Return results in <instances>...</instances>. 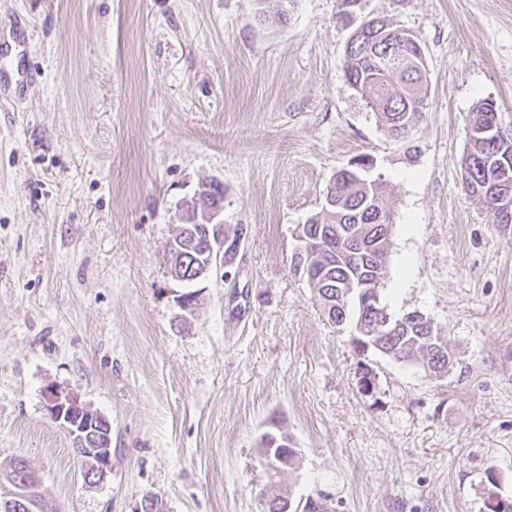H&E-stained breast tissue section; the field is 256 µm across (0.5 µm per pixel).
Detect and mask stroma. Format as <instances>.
I'll return each instance as SVG.
<instances>
[{"label":"stroma","mask_w":512,"mask_h":512,"mask_svg":"<svg viewBox=\"0 0 512 512\" xmlns=\"http://www.w3.org/2000/svg\"><path fill=\"white\" fill-rule=\"evenodd\" d=\"M338 0L284 26L253 0H0L26 100L0 108V464L25 457L59 512H260L276 488L334 512H486L512 499V226L462 187L469 114L512 134V0H363L417 34L428 109L390 138L347 82ZM358 158L393 214L383 297L451 341L439 376L354 348L292 256L333 175ZM224 186L246 227L226 277L178 324L164 251L180 201ZM370 369V388L360 384ZM112 423V470L84 482L47 385ZM290 436L289 473L261 436ZM274 434L272 437L262 438L261 443L263 447L264 463L268 470L272 471L275 475H283L289 469L290 466L284 467L279 460L280 455L291 457V448L294 447L291 437L287 433L276 429V431H270ZM285 435L288 436V442L285 441Z\"/></svg>","instance_id":"stroma-1"}]
</instances>
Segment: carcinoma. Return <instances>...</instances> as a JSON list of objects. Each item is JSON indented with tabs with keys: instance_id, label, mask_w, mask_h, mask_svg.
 Segmentation results:
<instances>
[{
	"instance_id": "carcinoma-1",
	"label": "carcinoma",
	"mask_w": 512,
	"mask_h": 512,
	"mask_svg": "<svg viewBox=\"0 0 512 512\" xmlns=\"http://www.w3.org/2000/svg\"><path fill=\"white\" fill-rule=\"evenodd\" d=\"M258 19L276 27L288 19V5L293 0H253ZM355 44L345 48L344 72L350 86L368 99L376 116L389 136L408 140L415 121L428 108V84L421 77H407L408 85H400L395 74L399 57L417 51V46L403 39L401 28L393 26L380 15L367 18ZM498 121V113L479 102L470 112L468 147L461 160L464 189L479 202L494 207L493 190L502 181L512 183V151L502 148L493 138L481 133ZM326 195L334 197L336 206L322 209L307 223L320 228V236L332 256L325 271V287L316 288L321 307L327 300L336 307V326H350L363 340L355 347L362 353L372 349L399 363L420 362L421 369L439 375L448 371L450 341L434 332H426L411 323L403 326L407 314L388 312L392 331L375 340L369 333L383 316L363 306L349 294L384 281L387 258L391 247L392 212L386 202V187L379 179L367 180L355 167L336 172ZM264 463L268 470L283 475L288 468L279 463L280 455L291 456L293 441H285V433L261 440ZM262 512H286L289 498L270 490L263 494Z\"/></svg>"
}]
</instances>
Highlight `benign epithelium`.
Masks as SVG:
<instances>
[{"instance_id": "benign-epithelium-1", "label": "benign epithelium", "mask_w": 512, "mask_h": 512, "mask_svg": "<svg viewBox=\"0 0 512 512\" xmlns=\"http://www.w3.org/2000/svg\"><path fill=\"white\" fill-rule=\"evenodd\" d=\"M217 183L203 184L193 196L181 201L180 211L186 222L178 224L168 245H189L205 261L200 266L186 267L179 253L168 258L171 278L177 282L187 279L199 282L218 273L227 266L224 252L239 244L233 236H224V202L212 199L211 189ZM296 254L301 259L297 275L315 281L314 269L308 259L319 253L320 239L301 225L296 233ZM204 300L202 290L187 296L178 293L174 301L182 311V318L193 315ZM44 407L50 419L73 439L79 456L84 480L96 484L112 470V425L103 415L92 410L78 393L55 385L44 390ZM0 512H58L56 506L43 494L41 479L27 462L19 460L17 466L0 472Z\"/></svg>"}]
</instances>
